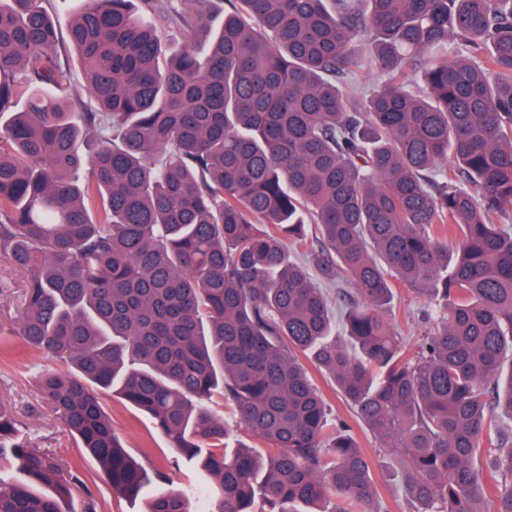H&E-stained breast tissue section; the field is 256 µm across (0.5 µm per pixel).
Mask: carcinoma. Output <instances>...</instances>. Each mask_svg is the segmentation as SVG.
<instances>
[{
  "label": "carcinoma",
  "mask_w": 512,
  "mask_h": 512,
  "mask_svg": "<svg viewBox=\"0 0 512 512\" xmlns=\"http://www.w3.org/2000/svg\"><path fill=\"white\" fill-rule=\"evenodd\" d=\"M141 2L73 13L81 112L42 0H0V258L25 275L0 332L60 364L47 406L118 496L169 474L127 453L103 392L200 463L215 512H387L306 358L413 512H512V0H237L217 28L219 0ZM158 18L186 32L169 54ZM311 267L350 285L340 318ZM394 280L431 307L416 351ZM216 398L262 452L226 451ZM2 463L0 512L86 486L0 405ZM303 364L313 375L315 382L334 416H340L352 427L357 440L365 453L373 462V476L380 498L385 503L388 512H412V507L404 493L399 489L395 481V471L398 467L396 461L387 452L380 449L375 441L365 433L362 427L356 422L353 413L337 391L335 385L326 376L316 372L314 367L307 361Z\"/></svg>",
  "instance_id": "cac0c4a2"
}]
</instances>
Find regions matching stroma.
Instances as JSON below:
<instances>
[{
	"mask_svg": "<svg viewBox=\"0 0 512 512\" xmlns=\"http://www.w3.org/2000/svg\"><path fill=\"white\" fill-rule=\"evenodd\" d=\"M426 307L423 295L405 286H397L391 317L408 343L417 340L418 317ZM0 345L8 352L6 362L0 363V401L15 412L32 445L49 451L61 462L79 463L87 486L103 503L105 512H145L146 496L130 499L115 495L97 464L92 459L80 457L75 439L43 403L36 377L39 372L52 368V361L30 349L16 335L0 338ZM103 403L127 452L147 470H167L175 486L193 490L194 512H210L212 501L196 465L176 459L153 423L122 400L107 393L103 396ZM353 431L373 462L375 483L388 512H412L409 501L395 481L397 463L394 458L380 449L361 426L354 425Z\"/></svg>",
	"mask_w": 512,
	"mask_h": 512,
	"instance_id": "obj_1",
	"label": "stroma"
}]
</instances>
